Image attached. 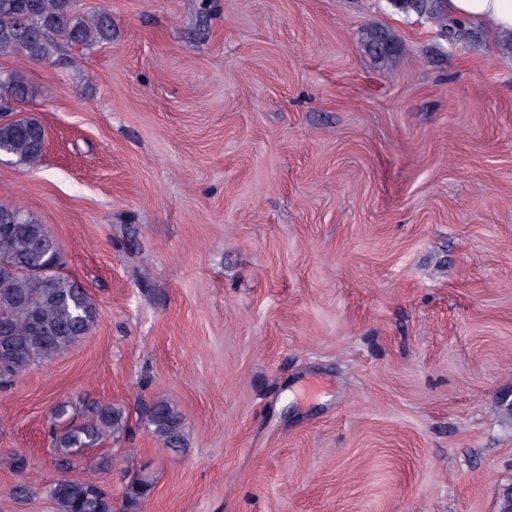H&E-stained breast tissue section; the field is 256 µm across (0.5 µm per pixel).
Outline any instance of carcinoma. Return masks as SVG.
<instances>
[{"instance_id": "cac0c4a2", "label": "carcinoma", "mask_w": 512, "mask_h": 512, "mask_svg": "<svg viewBox=\"0 0 512 512\" xmlns=\"http://www.w3.org/2000/svg\"><path fill=\"white\" fill-rule=\"evenodd\" d=\"M399 11L425 15L439 27L441 36L460 40L469 36L464 23L448 18L444 0H391ZM112 38V15L101 11L84 15L76 0H0V56H21L49 62L64 45L92 47ZM363 45L379 62L399 53L396 37L387 29L366 30ZM29 87L20 71L0 78V111L28 97ZM45 130L34 118L0 123V153L34 166L41 158ZM0 220L11 224L0 230V389L12 386L27 370L50 360L92 329L96 307L91 297L65 275L49 279L34 269L59 268V249L46 229L22 214L21 209L0 206ZM92 420L50 430L51 443L67 463L106 437L130 430L129 411L118 405H96ZM140 420L169 449L187 446L183 417L168 401H143ZM152 488L145 476L134 478L125 492L126 509L133 512ZM57 512H114L112 495L100 485L63 478L49 490Z\"/></svg>"}]
</instances>
